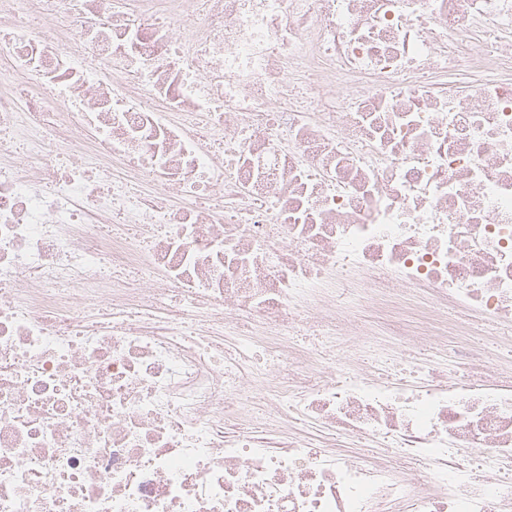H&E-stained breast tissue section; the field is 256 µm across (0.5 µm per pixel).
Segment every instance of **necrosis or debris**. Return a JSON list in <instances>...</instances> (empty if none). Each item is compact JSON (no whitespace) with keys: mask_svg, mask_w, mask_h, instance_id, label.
Returning <instances> with one entry per match:
<instances>
[{"mask_svg":"<svg viewBox=\"0 0 512 512\" xmlns=\"http://www.w3.org/2000/svg\"><path fill=\"white\" fill-rule=\"evenodd\" d=\"M165 4L0 0V512H512V359L382 342L512 345V0ZM392 338L393 347L399 356L403 355L402 357L408 360L428 361L441 372L447 370V363L453 357V354L444 347V344H448V339L443 343L441 336L430 334L410 336L406 339H400L397 336Z\"/></svg>","mask_w":512,"mask_h":512,"instance_id":"1","label":"necrosis or debris"}]
</instances>
